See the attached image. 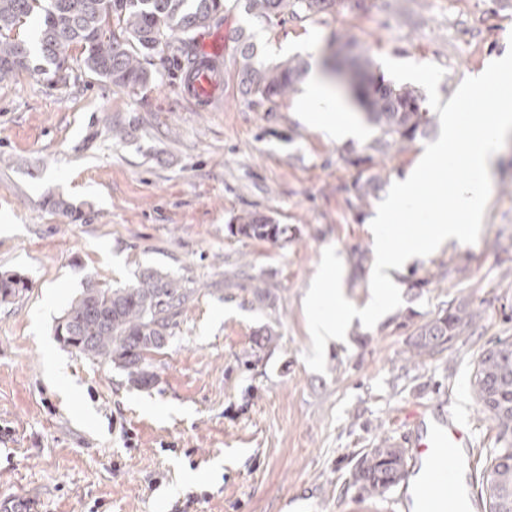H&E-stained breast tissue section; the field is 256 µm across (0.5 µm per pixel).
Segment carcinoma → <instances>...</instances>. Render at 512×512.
I'll use <instances>...</instances> for the list:
<instances>
[{
  "label": "carcinoma",
  "instance_id": "carcinoma-1",
  "mask_svg": "<svg viewBox=\"0 0 512 512\" xmlns=\"http://www.w3.org/2000/svg\"><path fill=\"white\" fill-rule=\"evenodd\" d=\"M252 18L274 25L336 9L345 0H236ZM39 19L37 51L31 53L19 31ZM224 20V0H0V81L22 71L53 79L64 63L77 65L115 87L135 88L150 75L142 60L164 45L186 55L193 70L195 55L186 49L194 41L192 27ZM80 56H73L74 50ZM240 57L239 91L254 104L271 102L292 91L303 64L288 61L266 65L256 60L255 45L237 37ZM361 82L354 96L390 145L405 148L425 132L430 119L418 90L397 85L374 61L355 62ZM234 234L278 242L287 228L269 216L248 212L234 218ZM26 289L17 273L0 274V302ZM191 291L156 269L141 270L124 288L88 283L65 313L60 342L94 360L117 362L131 383L150 385L154 375L146 355L166 345ZM478 314L462 305L440 310L409 337L413 357H432L473 332ZM473 390L484 411L497 422L499 447L481 476L480 494L488 512H512V343L495 355H480ZM407 477L405 449L384 438L363 453L351 474L352 485L368 497H382Z\"/></svg>",
  "mask_w": 512,
  "mask_h": 512
}]
</instances>
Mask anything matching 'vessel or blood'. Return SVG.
<instances>
[{
  "label": "vessel or blood",
  "mask_w": 512,
  "mask_h": 512,
  "mask_svg": "<svg viewBox=\"0 0 512 512\" xmlns=\"http://www.w3.org/2000/svg\"><path fill=\"white\" fill-rule=\"evenodd\" d=\"M223 54L222 36L202 44L200 65L181 89L186 100L213 108L222 105L224 82L219 64ZM404 445L411 450L409 487L419 503L418 512H473L474 502L457 481L458 474L474 464L467 424L445 413L441 406H426L416 413Z\"/></svg>",
  "instance_id": "vessel-or-blood-1"
}]
</instances>
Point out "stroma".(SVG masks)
Returning <instances> with one entry per match:
<instances>
[{
  "instance_id": "1",
  "label": "stroma",
  "mask_w": 512,
  "mask_h": 512,
  "mask_svg": "<svg viewBox=\"0 0 512 512\" xmlns=\"http://www.w3.org/2000/svg\"><path fill=\"white\" fill-rule=\"evenodd\" d=\"M224 26L258 42V61L306 60L305 41L354 37L352 51L444 68L438 91L482 70L512 38V0H359L303 23L269 26L226 0ZM150 80L118 88L86 71L67 85L22 72L0 82V273L27 288L0 303V512H404L398 489L352 486L378 439L399 442L408 416L440 404L472 430L481 472L499 429L472 390L480 354L512 341V136L491 172L475 244H452L398 273L403 303L373 328L353 324L326 353L311 349L303 298L322 253L343 259V286L370 298L369 219L440 131L405 150L384 146L350 92L336 94L362 128L342 141L295 111L304 91L260 105L238 88L224 44V106L181 97L170 49L144 62ZM379 188L359 197L367 180ZM260 212L287 229L273 243L231 234ZM153 268L193 292L169 342L134 386L115 363L64 346L55 327L86 281L120 288ZM265 280L256 300L250 277ZM426 280L424 289L413 288ZM478 329L441 354L405 360L409 336L448 304ZM271 328L274 344L254 345Z\"/></svg>"
}]
</instances>
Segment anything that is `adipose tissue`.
I'll return each instance as SVG.
<instances>
[{"label": "adipose tissue", "instance_id": "adipose-tissue-1", "mask_svg": "<svg viewBox=\"0 0 512 512\" xmlns=\"http://www.w3.org/2000/svg\"><path fill=\"white\" fill-rule=\"evenodd\" d=\"M321 42L312 37L306 51L312 60L307 78V93L299 102L298 110L304 120L318 132L342 139H356L360 127L348 117L347 108L330 92L326 78L318 66Z\"/></svg>", "mask_w": 512, "mask_h": 512}]
</instances>
